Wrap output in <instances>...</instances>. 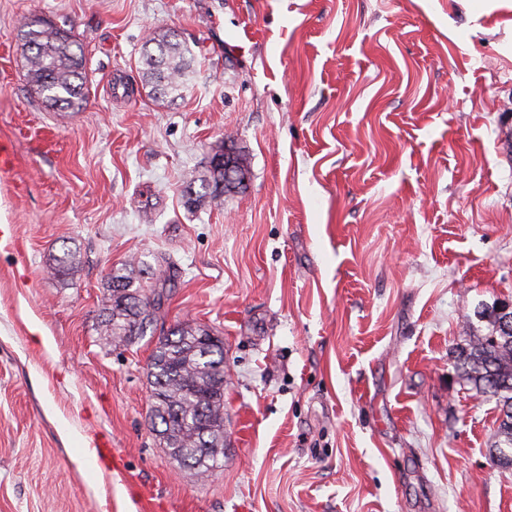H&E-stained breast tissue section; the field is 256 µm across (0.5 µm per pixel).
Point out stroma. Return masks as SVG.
<instances>
[{
    "instance_id": "obj_1",
    "label": "stroma",
    "mask_w": 512,
    "mask_h": 512,
    "mask_svg": "<svg viewBox=\"0 0 512 512\" xmlns=\"http://www.w3.org/2000/svg\"><path fill=\"white\" fill-rule=\"evenodd\" d=\"M34 16L79 41L82 111L31 87ZM165 30L174 98L142 61ZM509 136L512 0H0V512H512L457 359L512 299ZM229 138L248 180L187 212ZM165 255L166 325L224 338L202 480L151 428L156 335H103L108 272ZM187 54H191L187 44L171 31L157 34L145 46L146 73L159 95H173L184 88L192 60Z\"/></svg>"
}]
</instances>
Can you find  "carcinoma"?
I'll list each match as a JSON object with an SVG mask.
<instances>
[{
    "label": "carcinoma",
    "mask_w": 512,
    "mask_h": 512,
    "mask_svg": "<svg viewBox=\"0 0 512 512\" xmlns=\"http://www.w3.org/2000/svg\"><path fill=\"white\" fill-rule=\"evenodd\" d=\"M19 36L28 51V76L35 92L52 108L78 112L86 105L85 59L71 32L40 17L28 19ZM187 44L171 31L150 39L143 54L146 73L155 91L168 96L180 92L190 72ZM208 158L204 195L219 204L232 189H240L248 168L241 152L234 185L224 184V166ZM136 261L109 274L105 333L120 342L156 330L164 293L145 291L134 276ZM476 314L486 331L468 327V347L459 353L466 382L479 393L498 399L503 417L493 448L494 463L512 469V331L502 328L495 305L481 303ZM149 375L152 387V429L163 447L181 466L204 479L217 464L216 449L224 447V340L207 326L178 322L162 333L153 351Z\"/></svg>",
    "instance_id": "obj_1"
}]
</instances>
